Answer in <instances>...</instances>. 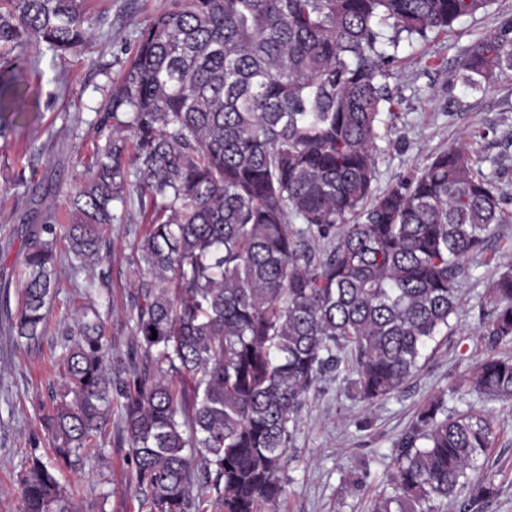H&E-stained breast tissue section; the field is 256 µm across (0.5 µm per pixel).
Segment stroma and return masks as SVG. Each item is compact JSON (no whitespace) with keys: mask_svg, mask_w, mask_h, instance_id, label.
<instances>
[{"mask_svg":"<svg viewBox=\"0 0 512 512\" xmlns=\"http://www.w3.org/2000/svg\"><path fill=\"white\" fill-rule=\"evenodd\" d=\"M167 0H87L91 39L77 55L54 57L44 51L38 65H26L22 78L32 92L27 120L0 136V512H19V474L26 442L38 432L39 407L58 391L55 364L61 351L59 323H74L84 298L73 288L67 264L59 266V293L50 306V327L37 346L16 343L9 318L21 300L27 228L44 223L77 188V176L94 147L97 110L112 79L128 58L135 34ZM512 17V0H491L486 9L457 19L448 33L399 51L389 87L397 118L389 139L380 143L376 192L394 185L410 170L427 164L455 144L484 157L483 170L495 173L501 191L512 197V71L497 75L481 92L456 78L464 49ZM39 156L25 152L30 140ZM24 173L25 185L15 182ZM111 225L112 255L100 269L110 288L99 302L108 310L107 334L114 352L130 348L125 313L133 278L134 233L145 230L138 198ZM512 259V224L500 225L486 252L471 260L469 279L459 285L463 305L450 322L448 338L384 406L366 407L351 399L341 378L328 376L302 412L294 459L285 474V495L276 512H366L384 473L383 458L419 409L446 392L460 362L475 364L485 346L479 336L480 296L499 266ZM498 422L487 468L498 494L485 512H512V404H484ZM60 479L81 512H138L139 494L121 453L104 448L81 458Z\"/></svg>","mask_w":512,"mask_h":512,"instance_id":"1","label":"stroma"}]
</instances>
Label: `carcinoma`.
<instances>
[{"label":"carcinoma","mask_w":512,"mask_h":512,"mask_svg":"<svg viewBox=\"0 0 512 512\" xmlns=\"http://www.w3.org/2000/svg\"><path fill=\"white\" fill-rule=\"evenodd\" d=\"M489 0H170L139 30L99 107L105 138L26 240L17 343L46 334L67 243L74 275L112 252L106 226L149 201L132 244L131 349L112 352L90 301L58 356L63 383L28 439L20 512H76L58 474L118 448L139 512H272L301 411L344 367L367 406L400 392L448 335L461 280L512 203L451 145L375 193L401 43L426 41ZM83 0H0V51H81ZM512 69V19L471 44L462 84ZM30 92L0 78V128ZM129 114V134L112 124ZM487 354L448 384L459 401H512V263L478 301ZM117 423H112V417ZM496 423L473 402H429L393 442L370 512H484ZM54 450L46 461L41 445Z\"/></svg>","instance_id":"carcinoma-1"}]
</instances>
